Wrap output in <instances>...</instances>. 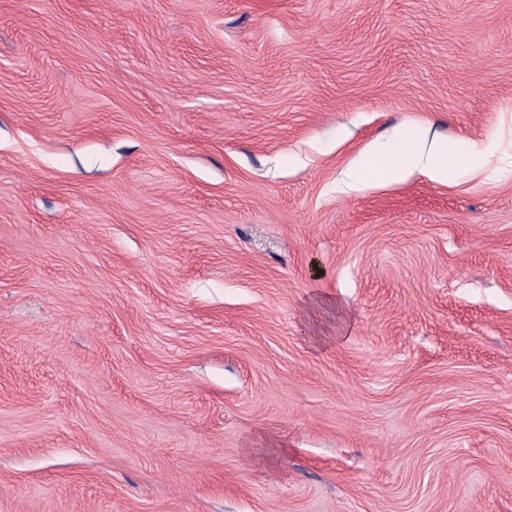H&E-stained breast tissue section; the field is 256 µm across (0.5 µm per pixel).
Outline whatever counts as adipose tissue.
<instances>
[{
	"mask_svg": "<svg viewBox=\"0 0 512 512\" xmlns=\"http://www.w3.org/2000/svg\"><path fill=\"white\" fill-rule=\"evenodd\" d=\"M382 160L387 183H402L414 175L421 174L433 182L448 184L456 178L458 160H470L473 167H480L481 155L472 152L465 142L436 141L424 144L418 129L407 128L394 139L367 149L346 167L337 181L340 192L345 194L364 191L367 180L363 171L370 157Z\"/></svg>",
	"mask_w": 512,
	"mask_h": 512,
	"instance_id": "1",
	"label": "adipose tissue"
}]
</instances>
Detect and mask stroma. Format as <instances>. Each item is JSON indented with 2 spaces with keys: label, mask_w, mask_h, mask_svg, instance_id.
Returning <instances> with one entry per match:
<instances>
[{
  "label": "stroma",
  "mask_w": 512,
  "mask_h": 512,
  "mask_svg": "<svg viewBox=\"0 0 512 512\" xmlns=\"http://www.w3.org/2000/svg\"><path fill=\"white\" fill-rule=\"evenodd\" d=\"M0 512H512V0H0ZM371 156L380 158L388 184L402 183L421 174L433 182L449 184L458 174L454 163L460 159H469L472 166L478 168L483 159L471 151L465 142L448 143V140L432 142L426 146L418 129L406 128L394 139L378 147H370L355 158L337 180L338 190L345 194L359 193L370 186L363 171Z\"/></svg>",
  "instance_id": "1"
}]
</instances>
